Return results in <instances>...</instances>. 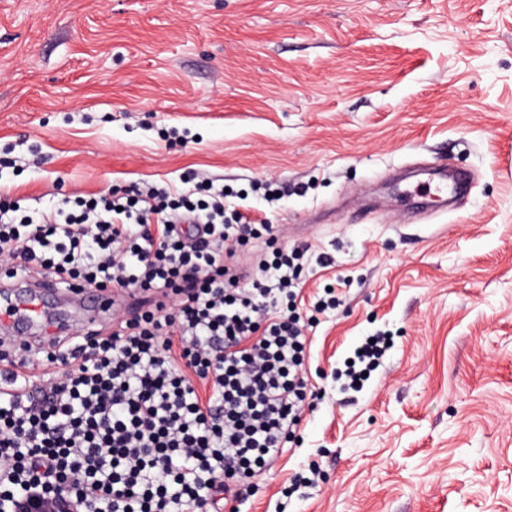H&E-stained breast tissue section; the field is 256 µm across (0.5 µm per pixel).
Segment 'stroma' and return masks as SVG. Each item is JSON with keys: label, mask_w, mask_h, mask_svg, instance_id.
<instances>
[{"label": "stroma", "mask_w": 512, "mask_h": 512, "mask_svg": "<svg viewBox=\"0 0 512 512\" xmlns=\"http://www.w3.org/2000/svg\"><path fill=\"white\" fill-rule=\"evenodd\" d=\"M425 164L458 209L404 214ZM193 171L307 250L321 398L241 512H512V0H0L1 196ZM370 339H375L374 344L370 343ZM387 341V338L383 336H369L364 344L356 351L357 360L359 364H364V367L357 369L356 361H352V364L347 365L344 376L349 381L348 384L352 388L359 385L368 370L371 371L372 368L376 367L377 360H379L390 347V345H387ZM360 350H363L362 354H359Z\"/></svg>", "instance_id": "35a3bbf8"}]
</instances>
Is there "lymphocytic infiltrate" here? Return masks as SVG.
<instances>
[{"instance_id": "obj_1", "label": "lymphocytic infiltrate", "mask_w": 512, "mask_h": 512, "mask_svg": "<svg viewBox=\"0 0 512 512\" xmlns=\"http://www.w3.org/2000/svg\"><path fill=\"white\" fill-rule=\"evenodd\" d=\"M144 184L65 195L27 211L0 198V279L143 294L107 325L32 343L0 340V363L35 352L44 381L0 391V500L62 494L78 512H239L319 394L294 302L303 255L272 225L228 208L223 186ZM266 237L259 274L227 260Z\"/></svg>"}]
</instances>
